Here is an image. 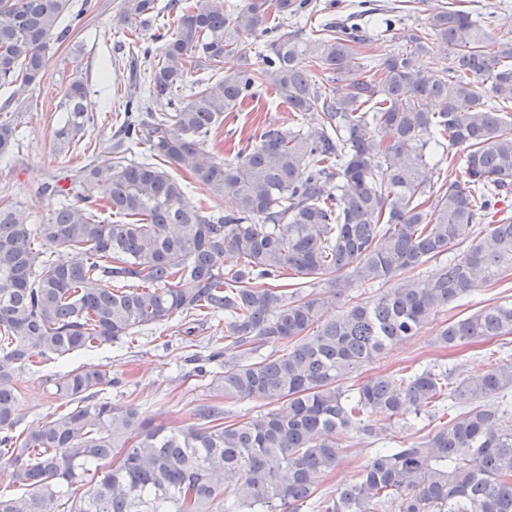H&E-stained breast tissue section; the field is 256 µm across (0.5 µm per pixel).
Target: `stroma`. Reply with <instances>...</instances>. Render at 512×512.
<instances>
[{"label":"stroma","mask_w":512,"mask_h":512,"mask_svg":"<svg viewBox=\"0 0 512 512\" xmlns=\"http://www.w3.org/2000/svg\"><path fill=\"white\" fill-rule=\"evenodd\" d=\"M412 9L405 24L424 26L429 14L448 4L470 13L472 19L489 22L492 38L512 37V0H409ZM78 22L63 18L69 35L51 41L43 79L23 93L0 89V115L17 124L21 133L19 148L0 157V203L12 202L24 209L32 223L46 222L56 207V197L42 187L51 176L61 174L62 158L74 163L85 160L106 168L112 156L106 146L124 116V105L134 83L130 78L131 43L121 22L122 0H71ZM81 80L88 92L95 120L85 126L69 144H59L55 132L64 124L61 106L69 83ZM286 104L270 89L247 99L240 111L228 113L212 135L218 149L241 148L260 126L291 122ZM512 296V283L503 281L480 288L474 296L443 309L418 336L393 347L377 362L366 367V374L390 373L403 367H425L436 359L455 368L462 377L485 372L492 365L490 352L497 345L486 342L446 351L435 342L440 322L466 315L481 306ZM186 322L174 317L166 325L136 333L131 340L119 341L65 360L42 359L15 373L20 395L21 427L42 420L63 409L55 393L54 374L81 366L109 370L115 385L102 397L116 404H133L157 422L175 426L191 422L193 410L206 395L197 367L213 370L208 354L224 346V325L215 319L196 321L193 334H186ZM373 443L364 434L353 433L340 442V459L326 477L321 490L332 494L352 482L372 453Z\"/></svg>","instance_id":"stroma-1"}]
</instances>
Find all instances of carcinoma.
I'll list each match as a JSON object with an SVG mask.
<instances>
[{
    "mask_svg": "<svg viewBox=\"0 0 512 512\" xmlns=\"http://www.w3.org/2000/svg\"><path fill=\"white\" fill-rule=\"evenodd\" d=\"M310 2L245 0L227 12L218 0H169L175 28L156 36L160 55L142 47L143 92L125 102L112 166L88 164L69 187L47 186L63 201L44 224L0 207V463L19 488L0 492V512H512V428L482 405L512 392V360L476 378L434 365L346 386L443 308L512 275V217L484 223L492 201L512 191V39L491 40L451 6L422 28L386 19L373 34L346 18L309 38L288 18L312 20ZM69 8L0 0V87L40 80ZM155 10L156 0H124L121 21L139 36ZM374 38L400 49L378 61L358 56ZM435 46L448 54L437 71L422 62ZM251 53L263 65L249 63ZM228 56L240 61L230 72ZM317 67L347 92L327 91ZM191 70L211 77L183 95ZM259 87L297 116L316 115V126L269 125L251 148L220 156L209 134ZM63 106L56 136L65 141L92 119L82 81L69 84ZM16 141L13 123L0 120V156ZM141 146L142 158H128ZM456 158L462 177L435 180ZM171 167L189 170L211 204L191 205ZM101 182L99 204L92 190ZM72 193L84 205L65 201ZM59 246L69 258H53ZM453 249L435 277L412 275ZM227 255L238 265L224 268ZM290 274L312 287L384 288L326 316L329 297L279 288ZM202 313L224 316L209 390L266 411L226 421L221 406L201 404L193 422L168 427L99 398L116 380L91 366L56 374L65 410L17 430L14 367ZM511 336L506 297L448 320L435 342ZM446 398L462 408L457 418L424 440L375 449L352 483L315 498L341 437L380 441L395 417L429 416Z\"/></svg>",
    "mask_w": 512,
    "mask_h": 512,
    "instance_id": "cac0c4a2",
    "label": "carcinoma"
}]
</instances>
